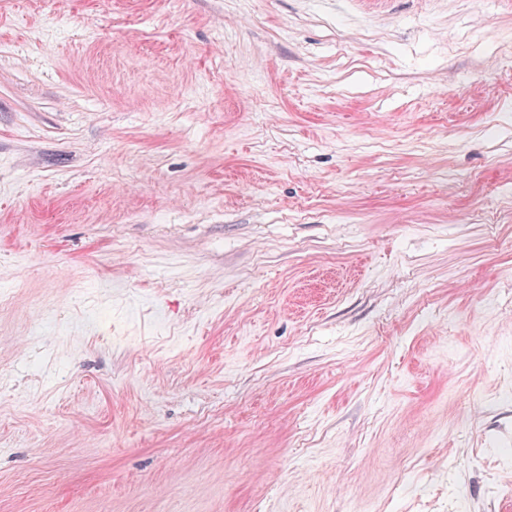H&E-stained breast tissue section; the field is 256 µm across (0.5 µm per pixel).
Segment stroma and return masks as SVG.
Returning <instances> with one entry per match:
<instances>
[{"label": "stroma", "mask_w": 512, "mask_h": 512, "mask_svg": "<svg viewBox=\"0 0 512 512\" xmlns=\"http://www.w3.org/2000/svg\"><path fill=\"white\" fill-rule=\"evenodd\" d=\"M0 512H512V0H0Z\"/></svg>", "instance_id": "stroma-1"}]
</instances>
